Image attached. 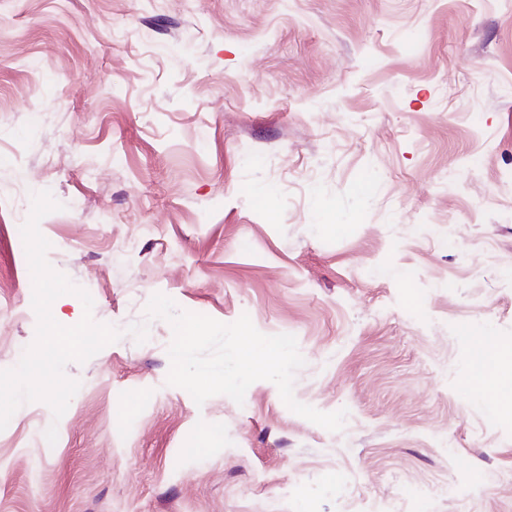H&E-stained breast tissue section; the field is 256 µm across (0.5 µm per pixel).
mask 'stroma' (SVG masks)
Wrapping results in <instances>:
<instances>
[{"label": "stroma", "instance_id": "obj_1", "mask_svg": "<svg viewBox=\"0 0 512 512\" xmlns=\"http://www.w3.org/2000/svg\"><path fill=\"white\" fill-rule=\"evenodd\" d=\"M45 190L122 336L0 431V512H512V418L466 385L512 350V0H0V369ZM157 293L295 336L342 429L169 385Z\"/></svg>", "mask_w": 512, "mask_h": 512}]
</instances>
